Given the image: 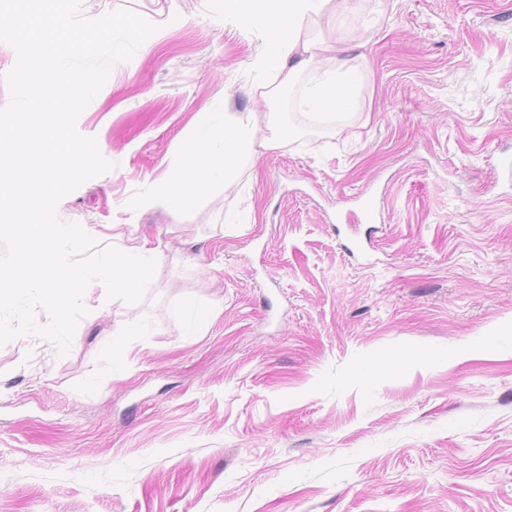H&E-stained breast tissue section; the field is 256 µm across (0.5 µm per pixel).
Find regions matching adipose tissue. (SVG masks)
Returning a JSON list of instances; mask_svg holds the SVG:
<instances>
[{
  "instance_id": "ef3b65f1",
  "label": "adipose tissue",
  "mask_w": 512,
  "mask_h": 512,
  "mask_svg": "<svg viewBox=\"0 0 512 512\" xmlns=\"http://www.w3.org/2000/svg\"><path fill=\"white\" fill-rule=\"evenodd\" d=\"M333 0H224L225 20L264 31V50L253 62L261 74H272L281 85H293L298 74L313 71L318 80L302 100L311 112H342L350 108L351 85L358 75L346 58L335 28L316 40L302 39L306 21L330 13ZM336 54L335 69L324 65L325 54ZM278 144L276 136H259L251 117H232L223 111L207 113L187 138L172 173L152 184L146 197L179 213L194 196L217 185L231 186L234 172L256 146Z\"/></svg>"
}]
</instances>
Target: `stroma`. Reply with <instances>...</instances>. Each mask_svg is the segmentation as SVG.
Segmentation results:
<instances>
[{
	"mask_svg": "<svg viewBox=\"0 0 512 512\" xmlns=\"http://www.w3.org/2000/svg\"><path fill=\"white\" fill-rule=\"evenodd\" d=\"M119 8L160 29L79 116L115 167L58 216L162 254L66 356L0 346V512H512V0H346L350 110L176 216L143 190L206 113L282 112L316 75L258 80L263 36L223 0L81 14Z\"/></svg>",
	"mask_w": 512,
	"mask_h": 512,
	"instance_id": "obj_1",
	"label": "stroma"
}]
</instances>
